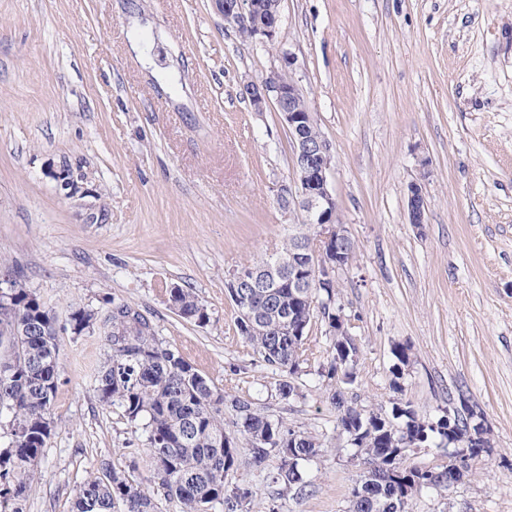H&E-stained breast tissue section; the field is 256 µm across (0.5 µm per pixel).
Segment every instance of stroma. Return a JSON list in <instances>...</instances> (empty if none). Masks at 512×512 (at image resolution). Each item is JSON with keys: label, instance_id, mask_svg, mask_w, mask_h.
Returning <instances> with one entry per match:
<instances>
[{"label": "stroma", "instance_id": "35a3bbf8", "mask_svg": "<svg viewBox=\"0 0 512 512\" xmlns=\"http://www.w3.org/2000/svg\"><path fill=\"white\" fill-rule=\"evenodd\" d=\"M286 52L358 245L336 274L360 344L345 393L390 409L392 347L408 345L403 400L433 419L466 396L492 439L463 482L410 512H512V0H282L273 44L241 37L211 0H0V271L58 318L55 428L25 512H71L104 461L147 476L141 428L93 391L97 329L68 324L116 298L226 394L320 441L300 492L240 443L228 480L251 490V512H346L359 466L336 445L324 326L313 321V356L286 376L239 335L227 290L302 221L276 199L288 133L274 106L254 111L241 94ZM64 164L86 196L54 180ZM414 182L428 202L419 228L407 222ZM171 285L192 289L209 322L178 316ZM287 379L297 392L285 398Z\"/></svg>", "mask_w": 512, "mask_h": 512}]
</instances>
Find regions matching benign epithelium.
<instances>
[{"instance_id": "1", "label": "benign epithelium", "mask_w": 512, "mask_h": 512, "mask_svg": "<svg viewBox=\"0 0 512 512\" xmlns=\"http://www.w3.org/2000/svg\"><path fill=\"white\" fill-rule=\"evenodd\" d=\"M224 22L232 26H246L252 38L262 43L276 41L280 26V0H270L267 7L259 9L255 0H212ZM241 94L251 103L254 111L261 112L272 103L278 119L291 137L292 179L279 187L277 199L288 198L284 209L295 208L302 212V223L295 226L292 237L301 250L310 251L320 259L324 276L330 278L336 270L345 268V247L352 240L347 228L336 223L337 204L330 183L333 170L331 143L325 137H311L307 129L316 122L314 113L303 103L304 95L293 80H284L277 74L259 81H247ZM60 187L73 197L80 193L77 179L67 165L54 172ZM427 201L422 187L413 183L409 187V223H426ZM288 281L290 288H304L296 254L279 256L271 264L260 268H241L229 276V293L238 297V290L265 288L268 295Z\"/></svg>"}]
</instances>
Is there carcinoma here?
I'll return each instance as SVG.
<instances>
[{
    "instance_id": "carcinoma-1",
    "label": "carcinoma",
    "mask_w": 512,
    "mask_h": 512,
    "mask_svg": "<svg viewBox=\"0 0 512 512\" xmlns=\"http://www.w3.org/2000/svg\"><path fill=\"white\" fill-rule=\"evenodd\" d=\"M297 261L311 287L297 290L285 284L274 298L259 290L235 303L238 331L266 365L296 374L312 355L307 334L281 335L277 312L308 317L307 299L319 298L318 317L332 334L324 373L334 385L330 402L336 409L337 437L354 450L360 466L354 482L365 485L363 497L349 500L348 512H409L422 492H446L462 482L471 461L480 457L461 449L471 447L481 415L462 407L450 418L444 414L429 421L401 398L384 412L358 408L344 386L355 382L359 346L351 336L334 335L336 279L319 288L323 274L316 273V257L302 251ZM169 303L198 325L209 321L207 308L188 289L169 288ZM69 324L76 334L97 326L107 358L94 379L96 397L142 424L147 480L163 490L165 499L180 503L181 512H249L252 492L228 482L242 439L255 465L278 459L271 482L288 489L306 486L304 466L319 455L320 442L264 414L249 399L224 395L177 348L160 341L151 321L134 306L114 298L100 316L76 308ZM0 349V416L9 417L10 429L9 444L0 450V512H23L37 460L54 429L59 348L56 314L21 285L0 297ZM392 355V389L400 393L409 348L396 344ZM421 436L459 452L429 469L409 465L410 448ZM136 469L134 461L126 469L101 464L76 489L72 512H161L158 501L133 478Z\"/></svg>"
}]
</instances>
